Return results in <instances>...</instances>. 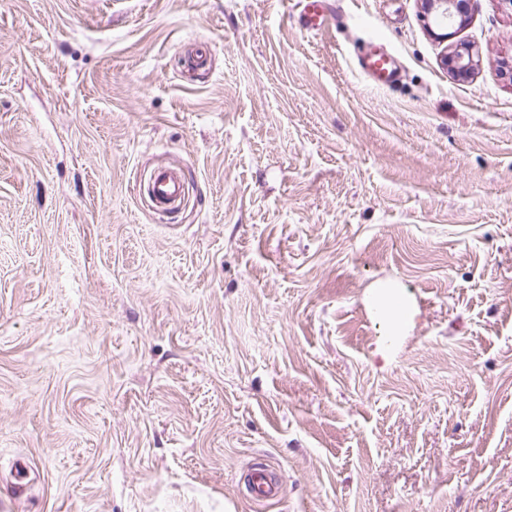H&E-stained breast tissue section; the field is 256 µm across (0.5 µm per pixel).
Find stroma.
<instances>
[{
  "label": "stroma",
  "mask_w": 512,
  "mask_h": 512,
  "mask_svg": "<svg viewBox=\"0 0 512 512\" xmlns=\"http://www.w3.org/2000/svg\"><path fill=\"white\" fill-rule=\"evenodd\" d=\"M297 13L0 0V512H512V6ZM299 26L308 34L316 35L336 22L335 3L332 0H299ZM475 0H419L423 16L428 21V31L431 36L440 41H447L454 32L437 33L432 23L437 26L446 24L457 28L464 26L469 20ZM445 64L457 76H469L475 66V52L467 43H456L449 46L445 55ZM357 67L369 79L391 87L398 81V68L394 58L378 48H368L357 54ZM148 188L152 200L167 205L177 202L184 192L181 174L164 168L151 174ZM249 486L257 499H271L278 494V486L266 469L256 470L250 474Z\"/></svg>",
  "instance_id": "1"
}]
</instances>
